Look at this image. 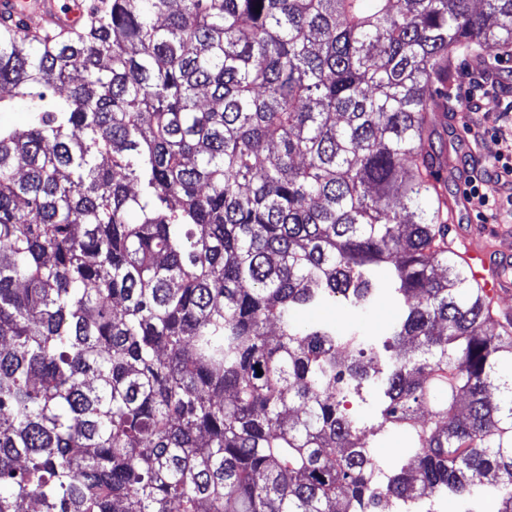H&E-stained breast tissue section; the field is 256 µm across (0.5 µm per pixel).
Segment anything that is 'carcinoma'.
<instances>
[{"instance_id":"1","label":"carcinoma","mask_w":512,"mask_h":512,"mask_svg":"<svg viewBox=\"0 0 512 512\" xmlns=\"http://www.w3.org/2000/svg\"><path fill=\"white\" fill-rule=\"evenodd\" d=\"M85 6L0 21V112H29L0 125V512H374L478 474L512 512V321L448 257L433 142L512 0ZM382 273L383 484L345 407L380 347L297 319Z\"/></svg>"}]
</instances>
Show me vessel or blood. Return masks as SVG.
<instances>
[{
  "label": "vessel or blood",
  "mask_w": 512,
  "mask_h": 512,
  "mask_svg": "<svg viewBox=\"0 0 512 512\" xmlns=\"http://www.w3.org/2000/svg\"><path fill=\"white\" fill-rule=\"evenodd\" d=\"M0 15L21 18L29 29H68L82 21L75 0H0ZM469 265L485 293L500 298L512 294V279L503 272L512 265V256L489 245L483 232L472 228L463 232Z\"/></svg>",
  "instance_id": "1"
}]
</instances>
